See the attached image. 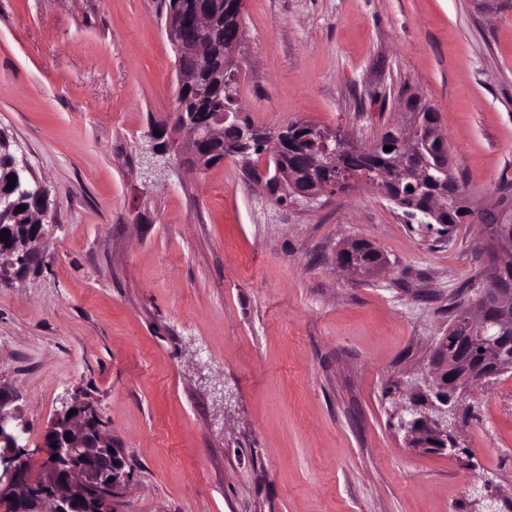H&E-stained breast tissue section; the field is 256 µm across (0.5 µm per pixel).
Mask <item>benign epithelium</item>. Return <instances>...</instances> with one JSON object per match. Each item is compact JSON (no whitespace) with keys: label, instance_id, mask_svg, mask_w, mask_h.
<instances>
[{"label":"benign epithelium","instance_id":"obj_1","mask_svg":"<svg viewBox=\"0 0 512 512\" xmlns=\"http://www.w3.org/2000/svg\"><path fill=\"white\" fill-rule=\"evenodd\" d=\"M243 0H198L195 12L170 11L165 16L167 36L176 54L178 87H195V68L208 56L210 44L190 35L189 29L209 30L219 14L241 20ZM241 40L224 42V70L216 80L229 92L237 78L236 53ZM424 106L413 97L405 102L410 114L407 126L414 134L385 152L378 145L372 153L386 154V164L375 168L370 183L393 204L400 199L388 189L407 179L428 194L427 203L419 210L420 223L438 222L448 211V196L429 185L428 173L407 168L409 159L442 138L437 128L420 127L419 112ZM228 112H217L205 122L196 120L192 112H184L172 127L180 133L169 137L163 129H152L148 148L141 153L143 183L153 182L154 175L170 172L181 166L199 169L208 167L212 149L219 147L224 157H240L250 161L242 145L253 135L243 130L240 138L225 135ZM270 135V155L274 166L250 167L254 180L270 200L283 197L296 204L310 205L325 196L343 192V181L336 176V157L357 150V146L341 130L324 131L312 124L301 123L295 132L276 129ZM308 142L305 168L289 162L295 139ZM23 191L39 200L25 225L43 228L47 214L46 190L30 176L20 183ZM41 234H12V244L0 242V276L7 269L13 274L24 272L22 260L41 251ZM353 242L336 252V265L354 275L370 271L348 260ZM487 255L486 287L455 316L451 328L439 337L433 347L429 371L423 384L396 387L394 391L395 428L404 433L407 447L434 453H452L457 449L456 402L458 395L478 382H489L506 369H512V232L493 227L485 241ZM18 396L9 386L0 383V498L10 503L12 512H111L114 496L121 493L129 480L125 461L112 439L95 424L98 408L86 397L76 395L69 405L57 413L46 426L41 463L37 476H31L25 462L27 424L17 404ZM75 414L68 415L69 411Z\"/></svg>","mask_w":512,"mask_h":512}]
</instances>
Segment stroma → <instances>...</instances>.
I'll list each match as a JSON object with an SVG mask.
<instances>
[{
	"label": "stroma",
	"mask_w": 512,
	"mask_h": 512,
	"mask_svg": "<svg viewBox=\"0 0 512 512\" xmlns=\"http://www.w3.org/2000/svg\"><path fill=\"white\" fill-rule=\"evenodd\" d=\"M160 0H0V133L48 196L45 260L0 282V383L38 458L76 393L130 474L112 512H512V370L457 402V454L407 448L394 385L483 287L485 233L408 223L365 181L300 208L244 162L143 186L177 90ZM236 99L258 128L362 147L439 115L480 207L512 183V0H244ZM349 238L388 259L337 268Z\"/></svg>",
	"instance_id": "stroma-1"
}]
</instances>
